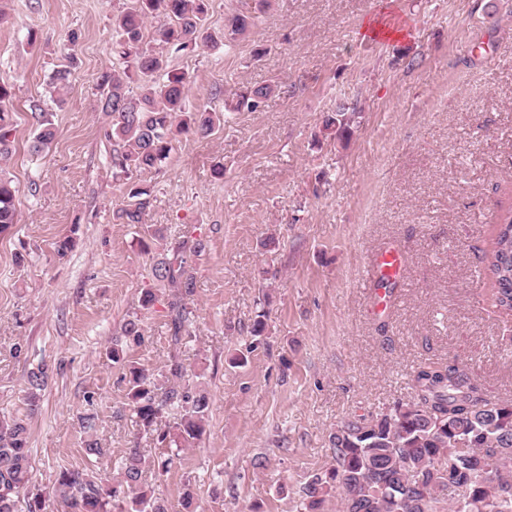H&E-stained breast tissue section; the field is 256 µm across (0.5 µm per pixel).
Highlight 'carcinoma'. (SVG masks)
Here are the masks:
<instances>
[{"mask_svg":"<svg viewBox=\"0 0 512 512\" xmlns=\"http://www.w3.org/2000/svg\"><path fill=\"white\" fill-rule=\"evenodd\" d=\"M208 0H132L113 19L112 68L99 77V107L111 117L112 176L126 185L127 198L115 213L122 224L164 242V255L152 268L153 278L169 290L171 342L180 346L192 338L193 317L185 300L195 288L186 252L205 249L201 239L164 241L159 228L143 222L150 194L135 178L163 169L180 138H205L225 122L216 108L223 95L214 86L206 101L187 105L188 72L171 65L172 55H191L219 46L231 48L237 36L256 24L258 16L237 12L224 29L207 26ZM157 22L150 28L148 24ZM67 63L51 76L57 91L68 87ZM273 92L270 85L247 86L230 112H255ZM10 85L0 81V160L15 140ZM345 106L327 115L323 130L336 138L350 127ZM34 132L30 151L49 153L55 139L53 114L39 106L31 112ZM19 189L0 171V234L17 223ZM491 284L493 305L512 315V208L495 226L491 249L482 259ZM125 344L112 345V363L125 370L127 400L135 425L166 449L154 464L169 470L174 458L195 446L206 431L210 396L201 386L178 383L186 368L174 356L166 365L172 383L163 386L147 369L129 360L128 351L143 341L138 316L123 327ZM49 366L39 364L27 374L23 412L0 414V512H167L155 488L144 479V456L131 448L115 463L117 476L105 479L92 466L61 467L51 489L33 481L27 421L38 413ZM411 398L375 413L359 415L329 436L332 461L301 487L300 510L321 512L337 494L339 512H512V400H493L457 366L427 362L410 379ZM175 416L168 428L158 427L163 412ZM98 416L86 412L80 425L87 436L85 453L94 464L103 455L97 441ZM465 487L466 498L454 490Z\"/></svg>","mask_w":512,"mask_h":512,"instance_id":"1","label":"carcinoma"}]
</instances>
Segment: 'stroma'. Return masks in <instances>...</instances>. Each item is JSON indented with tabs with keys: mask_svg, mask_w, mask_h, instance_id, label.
I'll return each instance as SVG.
<instances>
[{
	"mask_svg": "<svg viewBox=\"0 0 512 512\" xmlns=\"http://www.w3.org/2000/svg\"><path fill=\"white\" fill-rule=\"evenodd\" d=\"M127 5L0 0V79L16 127L0 168L20 187L41 184L38 196L21 195L19 224L0 236V412L22 410L31 368L53 367L29 424L35 483L86 466L78 417L89 409L101 477L133 446L159 456L138 435L123 371L107 356L135 314L144 340L130 359L157 373L179 356L211 397L196 447L164 476L145 472L168 512H183L188 488L203 512H296L306 476L331 461V432L408 401L411 374L431 360L512 399V315L494 307L480 273L512 207V0H269L231 50L175 58L193 103L217 84L230 102L248 85L274 88L259 111L182 140L161 173L139 179L152 199L146 223L206 243L189 258L195 337L178 349L166 300L137 307L139 291L156 285L161 248L143 250L114 217L126 189L112 178L110 119L96 108L112 18ZM371 17L404 37L362 38ZM67 52L76 66L59 103L49 82ZM347 99L358 108L349 135H324L325 116ZM34 100L56 127L42 159L29 151ZM69 233L76 247L58 259L53 243ZM391 244L404 272L394 306L373 317L372 261ZM261 307L256 341L249 326ZM19 341L27 360L12 355ZM240 354L247 364L231 366Z\"/></svg>",
	"mask_w": 512,
	"mask_h": 512,
	"instance_id": "obj_1",
	"label": "stroma"
}]
</instances>
